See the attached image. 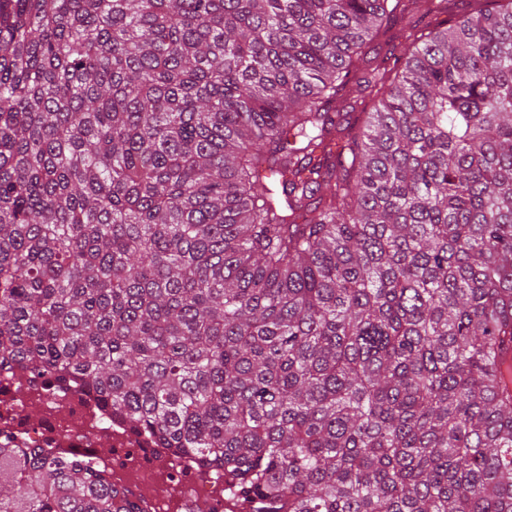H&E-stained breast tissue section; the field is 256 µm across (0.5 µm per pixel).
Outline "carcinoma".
<instances>
[{
  "mask_svg": "<svg viewBox=\"0 0 512 512\" xmlns=\"http://www.w3.org/2000/svg\"><path fill=\"white\" fill-rule=\"evenodd\" d=\"M416 12L0 0V360L265 512H512V0ZM0 512L128 510L0 443Z\"/></svg>",
  "mask_w": 512,
  "mask_h": 512,
  "instance_id": "cac0c4a2",
  "label": "carcinoma"
}]
</instances>
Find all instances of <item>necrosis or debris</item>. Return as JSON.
Masks as SVG:
<instances>
[{
  "mask_svg": "<svg viewBox=\"0 0 512 512\" xmlns=\"http://www.w3.org/2000/svg\"><path fill=\"white\" fill-rule=\"evenodd\" d=\"M0 440L92 463L130 512H251L223 471L176 456L131 429L95 393L48 385L20 365L0 367Z\"/></svg>",
  "mask_w": 512,
  "mask_h": 512,
  "instance_id": "obj_1",
  "label": "necrosis or debris"
}]
</instances>
